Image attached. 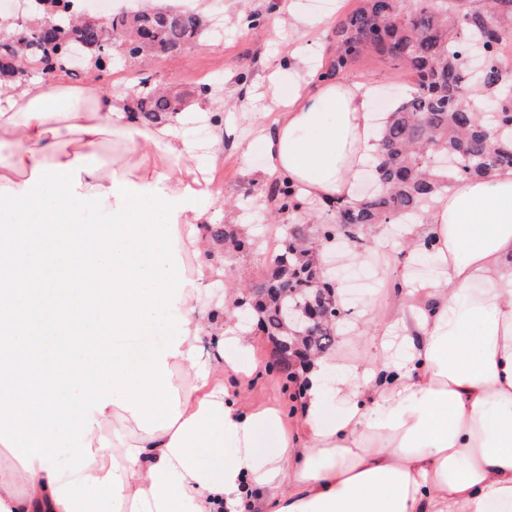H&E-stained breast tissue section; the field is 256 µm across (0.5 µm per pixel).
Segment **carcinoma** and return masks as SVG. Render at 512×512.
<instances>
[{"label":"carcinoma","instance_id":"1","mask_svg":"<svg viewBox=\"0 0 512 512\" xmlns=\"http://www.w3.org/2000/svg\"><path fill=\"white\" fill-rule=\"evenodd\" d=\"M23 22H0V80H28L56 69L77 79L89 68L112 67L114 51L146 61L178 53L201 35L198 14L140 9L112 15L103 25L77 30L73 12H58L60 0H39ZM512 51V0H361L336 24L330 64L318 77L333 80L366 53L400 62L416 91L389 113L374 158V188L357 203L321 205L336 214L333 224L312 223L308 203L286 179L267 194L270 214L289 217L274 260L264 275L248 283L235 308L275 342L271 371L298 382L294 363L307 352L336 345L341 308L336 289L319 259L318 243H333L339 232L352 245L358 230L413 220L461 179L512 169V84L503 66ZM183 98L170 96L150 77L138 78L124 108L146 125L181 110ZM204 235L228 253L250 254L261 239L239 224H205ZM312 305L334 320L311 326L304 313Z\"/></svg>","mask_w":512,"mask_h":512}]
</instances>
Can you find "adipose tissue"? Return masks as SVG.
I'll use <instances>...</instances> for the list:
<instances>
[{"label": "adipose tissue", "mask_w": 512, "mask_h": 512, "mask_svg": "<svg viewBox=\"0 0 512 512\" xmlns=\"http://www.w3.org/2000/svg\"><path fill=\"white\" fill-rule=\"evenodd\" d=\"M376 91L296 79L258 181L355 201ZM204 106L147 127L95 84L0 88V512H512V169L408 226L437 274L403 289L401 355L375 307L368 355L312 357L288 417L248 395L250 336L202 308L224 273L184 133Z\"/></svg>", "instance_id": "adipose-tissue-1"}]
</instances>
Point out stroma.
<instances>
[{
	"label": "stroma",
	"mask_w": 512,
	"mask_h": 512,
	"mask_svg": "<svg viewBox=\"0 0 512 512\" xmlns=\"http://www.w3.org/2000/svg\"><path fill=\"white\" fill-rule=\"evenodd\" d=\"M175 7H186L197 12L203 22L199 40L181 52L158 56L151 64L141 65L136 60H118L111 70L91 72L87 82L99 84L103 91L127 96L140 72L151 75L156 85L170 94L188 90L206 74L217 71L224 102V125L214 130L212 123L203 128H190L189 137L198 148L200 164L209 169L218 196L213 222L224 224H253L259 236L275 235V226L269 225L267 211L260 205L266 198L264 186L253 174L265 164L261 147L254 146L250 154H242L240 146L252 143L256 125L267 121L269 114L259 91L268 72L277 62H284L281 85L289 87L303 74L319 70L329 59L328 46L336 23L338 8H353L354 0H175ZM258 16V25H249V16ZM317 50L297 65L290 64L293 51L309 43ZM248 72L250 79L240 83V72ZM345 79L369 81L376 84L381 105L405 96L412 82L406 70L396 61L373 55L360 58L344 74ZM224 140V159L211 161V142L214 134ZM360 251V265H348L336 273L340 287L339 302L347 306L348 316L340 331L346 341L337 345L334 353L343 362L361 357L366 351L362 338L365 313L373 303L388 302L391 311L402 304L399 295L390 294L387 283L401 279L406 264V227L387 224L381 235L364 234ZM267 266L262 254L228 256L224 259V275L210 281L204 289L203 302L215 307L224 302L225 285L260 277ZM252 357L260 372L254 387L269 399L284 398L289 408H296L293 389L283 379L268 370L274 349L272 342L261 333H254Z\"/></svg>",
	"instance_id": "35a3bbf8"
}]
</instances>
